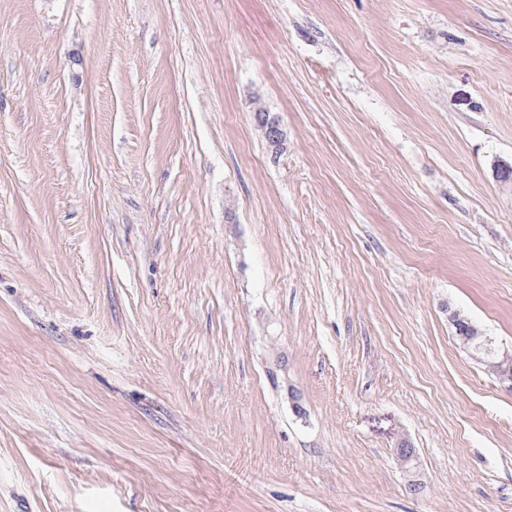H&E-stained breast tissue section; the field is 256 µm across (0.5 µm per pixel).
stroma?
Masks as SVG:
<instances>
[{"instance_id": "1", "label": "stroma", "mask_w": 512, "mask_h": 512, "mask_svg": "<svg viewBox=\"0 0 512 512\" xmlns=\"http://www.w3.org/2000/svg\"><path fill=\"white\" fill-rule=\"evenodd\" d=\"M498 161L512 0H0V512H512Z\"/></svg>"}]
</instances>
